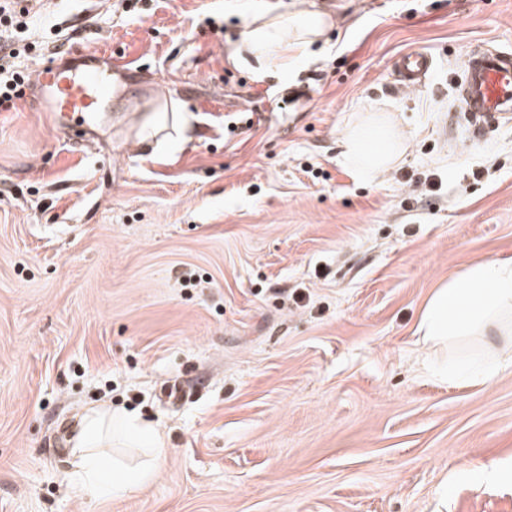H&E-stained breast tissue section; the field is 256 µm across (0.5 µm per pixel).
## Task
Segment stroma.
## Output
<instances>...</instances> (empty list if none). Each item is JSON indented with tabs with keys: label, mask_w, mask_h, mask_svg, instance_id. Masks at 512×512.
<instances>
[{
	"label": "stroma",
	"mask_w": 512,
	"mask_h": 512,
	"mask_svg": "<svg viewBox=\"0 0 512 512\" xmlns=\"http://www.w3.org/2000/svg\"><path fill=\"white\" fill-rule=\"evenodd\" d=\"M257 4L21 0L30 70L134 68L84 135L33 86L0 112V512H512V367L448 378L491 348L416 333L434 288L512 258V121L473 135L456 101L466 51H512V0H304L331 27L263 72L229 59ZM370 119L405 152L365 177L343 140ZM103 407L164 443L121 498L68 463ZM393 66L399 75L401 87L412 90L420 86L433 67V56L423 48L408 49L394 59Z\"/></svg>",
	"instance_id": "35a3bbf8"
}]
</instances>
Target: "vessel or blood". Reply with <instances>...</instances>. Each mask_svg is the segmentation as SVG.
I'll return each instance as SVG.
<instances>
[{
  "label": "vessel or blood",
  "mask_w": 512,
  "mask_h": 512,
  "mask_svg": "<svg viewBox=\"0 0 512 512\" xmlns=\"http://www.w3.org/2000/svg\"><path fill=\"white\" fill-rule=\"evenodd\" d=\"M393 66L401 87L412 90L432 69L433 56L423 48H412L398 54ZM126 69L123 59L90 51L80 54L75 64L46 61L35 76V85L46 110L57 113L61 127L69 129L86 124L98 112L112 92L115 75ZM461 90L473 132L481 134L512 110V55L495 51L471 56Z\"/></svg>",
  "instance_id": "vessel-or-blood-1"
}]
</instances>
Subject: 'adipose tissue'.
<instances>
[{
	"instance_id": "ef3b65f1",
	"label": "adipose tissue",
	"mask_w": 512,
	"mask_h": 512,
	"mask_svg": "<svg viewBox=\"0 0 512 512\" xmlns=\"http://www.w3.org/2000/svg\"><path fill=\"white\" fill-rule=\"evenodd\" d=\"M329 26L327 14L288 10L274 15L257 12L246 24L241 48L234 62L253 59L259 67L298 62ZM391 138L388 128L363 126L352 132L345 149L363 172L379 168L389 158L387 151L370 146L373 135ZM512 313V259L470 266L459 277L436 288L425 305L416 333L423 343H442L471 336L482 330L503 358L512 361V328L502 321ZM131 424L114 420L111 413L93 411L81 420L70 450L71 476L87 496L109 494L120 497L143 483L164 462L160 443H152L145 461L130 466L108 460L105 451L113 439L124 438Z\"/></svg>"
}]
</instances>
